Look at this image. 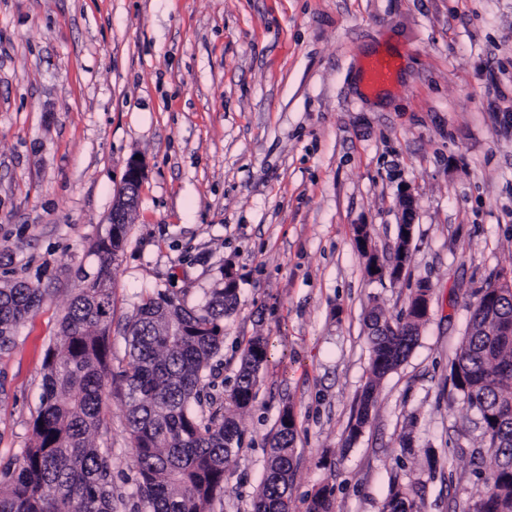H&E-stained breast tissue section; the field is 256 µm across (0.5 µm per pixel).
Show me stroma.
<instances>
[{"instance_id": "35a3bbf8", "label": "stroma", "mask_w": 512, "mask_h": 512, "mask_svg": "<svg viewBox=\"0 0 512 512\" xmlns=\"http://www.w3.org/2000/svg\"><path fill=\"white\" fill-rule=\"evenodd\" d=\"M392 55L391 82L364 67ZM146 176L112 271V371L122 328L167 289L204 304L225 267L210 395L224 401L249 341L269 340L242 445L211 512H252L284 407L296 422L290 512L321 485L335 512H382L393 482L418 512H466L481 486L476 415L450 379L469 307L512 270V0H0V281L44 289L0 352V469L32 442L47 349L129 162ZM400 281L368 275L356 229ZM432 286L417 346L349 429L370 377L366 319ZM114 512H136L120 380L105 390ZM397 67V60L391 55L376 56L371 59L364 70L366 83L371 89L385 85Z\"/></svg>"}]
</instances>
